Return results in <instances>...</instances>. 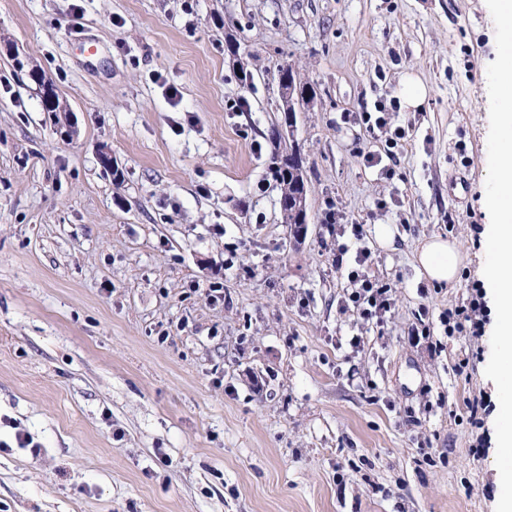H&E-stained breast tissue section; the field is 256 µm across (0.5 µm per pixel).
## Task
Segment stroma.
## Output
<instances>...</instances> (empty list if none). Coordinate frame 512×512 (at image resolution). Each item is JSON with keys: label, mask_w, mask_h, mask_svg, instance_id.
<instances>
[{"label": "stroma", "mask_w": 512, "mask_h": 512, "mask_svg": "<svg viewBox=\"0 0 512 512\" xmlns=\"http://www.w3.org/2000/svg\"><path fill=\"white\" fill-rule=\"evenodd\" d=\"M496 53L485 0H0V512H495L490 338L438 320L484 278ZM285 63L316 91L290 134ZM409 74L413 145L368 165L384 141L352 115ZM276 128L306 170L297 238ZM331 208L367 224L384 327L341 309ZM433 235L461 254L440 288ZM426 95V86L416 77L407 76L400 84L399 96L407 107H420ZM417 260L428 279L448 285L455 280L461 257L455 242L433 236L423 241Z\"/></svg>", "instance_id": "stroma-1"}]
</instances>
